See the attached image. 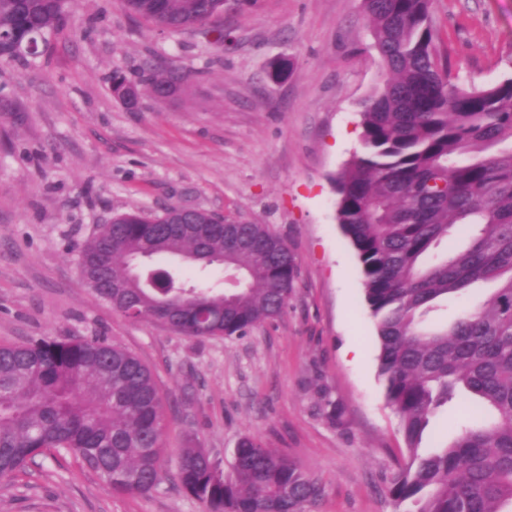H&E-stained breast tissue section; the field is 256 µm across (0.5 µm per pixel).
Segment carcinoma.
Masks as SVG:
<instances>
[{
	"label": "carcinoma",
	"mask_w": 512,
	"mask_h": 512,
	"mask_svg": "<svg viewBox=\"0 0 512 512\" xmlns=\"http://www.w3.org/2000/svg\"><path fill=\"white\" fill-rule=\"evenodd\" d=\"M162 31L207 26L224 0H125ZM70 0H0V34L38 41L63 26ZM382 68L361 104L360 140L336 179V218L362 266L377 321L379 375L400 420L407 457L389 493L413 512H512V77L461 88L439 49L433 0H363ZM190 74L146 60L141 91L155 96ZM213 214L122 213L80 249L96 296L133 320L162 321L199 340L244 336L280 316L297 277L287 243L265 224L229 221L205 236L185 230ZM471 230L468 246L443 249ZM133 255L224 266L234 289L132 279ZM492 283L480 306L428 328L437 302ZM489 410L420 451L436 412L458 394ZM167 421L151 370L99 338H38L0 346V477L46 452L67 451L118 493L162 481ZM232 475L204 448H184L180 486L206 512H314L325 487L287 455L246 436Z\"/></svg>",
	"instance_id": "cac0c4a2"
}]
</instances>
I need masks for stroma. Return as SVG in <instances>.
<instances>
[{
	"instance_id": "1",
	"label": "stroma",
	"mask_w": 512,
	"mask_h": 512,
	"mask_svg": "<svg viewBox=\"0 0 512 512\" xmlns=\"http://www.w3.org/2000/svg\"><path fill=\"white\" fill-rule=\"evenodd\" d=\"M454 82L487 87L512 75V0H435ZM217 32H162L124 0H73L37 55L0 61V345L102 336L153 372L167 428L152 492L116 495L73 454L38 457L0 478V512H204L175 478L182 448L223 468L253 435L325 487L316 512H410L389 482L405 455L378 375L376 326L357 254L336 218L335 179L361 150L360 103L382 84L362 0H227ZM192 79L128 110L112 71L137 81L146 58ZM288 61V76L268 78ZM203 209L284 238L298 275L286 311L243 336L197 340L133 321L97 299L81 245L114 214ZM149 270L229 288L223 268L161 256ZM358 348L351 359L348 351ZM341 407L337 425L323 395ZM471 400L441 408L433 449L471 419Z\"/></svg>"
}]
</instances>
